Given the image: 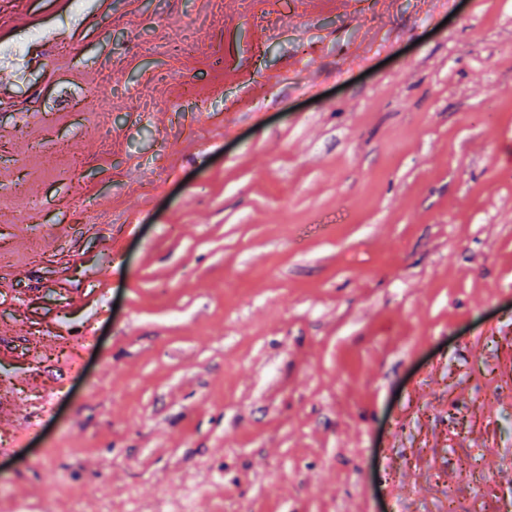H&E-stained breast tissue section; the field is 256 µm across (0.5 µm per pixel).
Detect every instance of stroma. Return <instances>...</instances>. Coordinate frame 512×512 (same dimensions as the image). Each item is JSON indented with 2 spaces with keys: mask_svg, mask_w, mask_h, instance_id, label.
<instances>
[{
  "mask_svg": "<svg viewBox=\"0 0 512 512\" xmlns=\"http://www.w3.org/2000/svg\"><path fill=\"white\" fill-rule=\"evenodd\" d=\"M240 2L0 0V512H512V0Z\"/></svg>",
  "mask_w": 512,
  "mask_h": 512,
  "instance_id": "obj_1",
  "label": "stroma"
}]
</instances>
